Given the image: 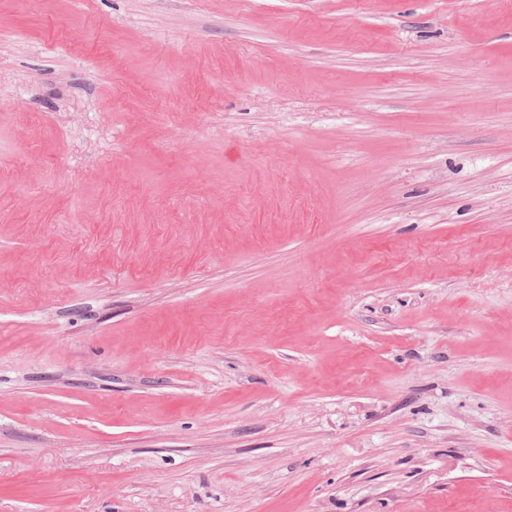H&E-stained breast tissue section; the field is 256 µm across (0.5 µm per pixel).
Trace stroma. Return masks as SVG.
Listing matches in <instances>:
<instances>
[{
    "label": "stroma",
    "mask_w": 512,
    "mask_h": 512,
    "mask_svg": "<svg viewBox=\"0 0 512 512\" xmlns=\"http://www.w3.org/2000/svg\"><path fill=\"white\" fill-rule=\"evenodd\" d=\"M0 512H512V0H0Z\"/></svg>",
    "instance_id": "35a3bbf8"
}]
</instances>
